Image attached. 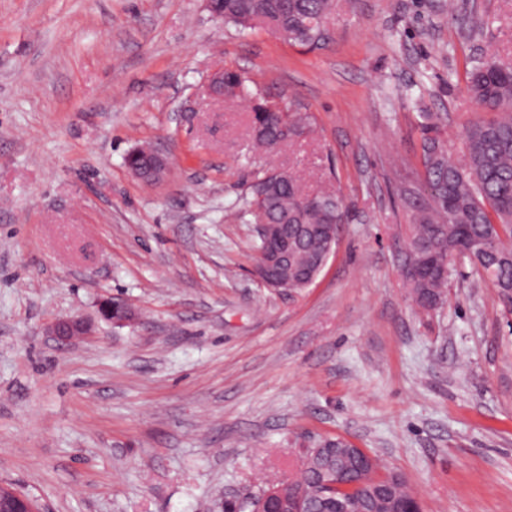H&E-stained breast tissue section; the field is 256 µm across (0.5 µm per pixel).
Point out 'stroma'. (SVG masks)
<instances>
[{
  "label": "stroma",
  "mask_w": 512,
  "mask_h": 512,
  "mask_svg": "<svg viewBox=\"0 0 512 512\" xmlns=\"http://www.w3.org/2000/svg\"><path fill=\"white\" fill-rule=\"evenodd\" d=\"M320 50L239 32L204 0H0V484L39 512H211L344 437L423 512H512V306L458 262L422 314L401 272L398 189L419 184L421 115L451 156L483 111L475 61L512 63V0H334ZM307 113L253 149L222 68ZM171 158L167 182L124 157ZM280 168L340 191L334 254L298 294L254 276L224 219ZM118 297L137 319L98 316ZM83 316L93 334L45 328Z\"/></svg>",
  "instance_id": "stroma-1"
}]
</instances>
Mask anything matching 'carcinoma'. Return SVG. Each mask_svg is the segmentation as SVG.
I'll use <instances>...</instances> for the list:
<instances>
[{
	"label": "carcinoma",
	"instance_id": "cac0c4a2",
	"mask_svg": "<svg viewBox=\"0 0 512 512\" xmlns=\"http://www.w3.org/2000/svg\"><path fill=\"white\" fill-rule=\"evenodd\" d=\"M332 0H213L208 10L241 30L252 28L255 21L273 26L288 42L309 50L325 44V21L332 11ZM224 97L253 101L252 123L256 145L267 149L282 135L300 131L305 118L284 100L269 102L254 92L249 79L236 70L223 75ZM468 91L487 111L498 113L490 120H475L464 128L460 154L448 156L439 141L438 125L429 112L421 113L422 165L424 195L407 196L412 210V236L409 242L411 264L425 269L436 262L439 251L457 254L471 261L482 280L505 298L512 292V64L494 57L479 60L468 78ZM273 188L275 205L268 210L270 221L286 212L299 224H332L334 229L327 243L319 238L301 242L298 264L302 265L288 291L299 293L309 287L324 269L310 265L315 257L325 258L334 251L340 224L344 223V203L333 191L314 196L306 193L296 177L285 171H272L258 177L241 203L227 210L225 217L233 221L255 222V209L260 205L259 194ZM447 270L426 276L409 277L410 288L417 306L426 302L445 301ZM335 460L326 451L317 454L305 450L293 483L307 495L288 503L278 498L255 496V502L243 506L236 501L224 502V512H326L317 487ZM390 491L395 508L401 512H421V504L404 480L392 485L380 481L334 495L351 512H374L380 495Z\"/></svg>",
	"mask_w": 512,
	"mask_h": 512
}]
</instances>
